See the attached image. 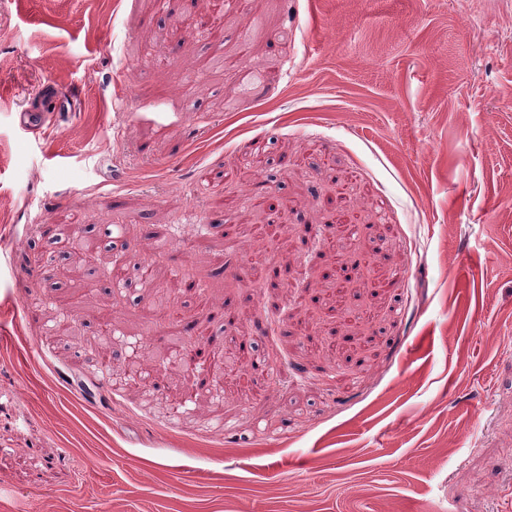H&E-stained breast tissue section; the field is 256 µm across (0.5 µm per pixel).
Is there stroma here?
Here are the masks:
<instances>
[{"label":"stroma","instance_id":"stroma-1","mask_svg":"<svg viewBox=\"0 0 512 512\" xmlns=\"http://www.w3.org/2000/svg\"><path fill=\"white\" fill-rule=\"evenodd\" d=\"M499 88L512 0H0V512H512ZM64 212L167 304L70 288ZM175 334L223 349L124 378Z\"/></svg>","mask_w":512,"mask_h":512}]
</instances>
